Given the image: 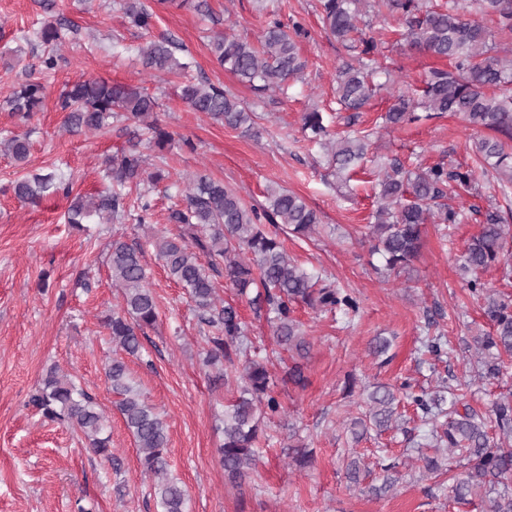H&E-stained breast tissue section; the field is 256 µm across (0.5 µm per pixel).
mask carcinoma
Segmentation results:
<instances>
[{"label": "carcinoma", "instance_id": "1", "mask_svg": "<svg viewBox=\"0 0 512 512\" xmlns=\"http://www.w3.org/2000/svg\"><path fill=\"white\" fill-rule=\"evenodd\" d=\"M187 5L193 0H122L121 8L129 23L145 31L157 18L156 8L174 2ZM386 7L400 14L403 40L414 49L446 60L450 69L430 72L421 95L400 91L382 120L386 126H400L427 117L451 114L468 126L512 137V57L494 53L495 33L512 34V0H320V22L324 33L351 53L336 73V100L346 111L359 112L387 87L373 80L376 74L391 77L393 60L384 55L381 42L359 35L363 10ZM472 15L488 16L491 29ZM308 31L298 20H281L279 9L267 12L259 40L260 47L228 34H218L210 49L224 69L257 91L283 92L288 82L302 78L306 67L298 51L300 39ZM47 46L60 44L62 27L46 21L37 32ZM179 45L171 38L150 40L139 48L144 68L162 74H182L190 62L178 57ZM179 97L193 112L239 131L253 139L262 137L264 128L254 113L224 87L207 80L185 79ZM47 86L27 79L13 87L6 103L22 120L29 119L45 102ZM157 99L143 86L112 83L89 77L69 86L62 96L65 112L63 128L69 132H103L115 119L129 121L147 131L149 142L163 149L175 141L174 133L163 127L157 115ZM305 140L324 151L338 174L361 166L368 154L371 133L331 132L322 113L302 115ZM475 166L467 169L436 164L408 169L395 159L386 171L377 174L373 186L377 208L372 213L369 237L373 251L389 270H404L421 247V226L455 224L459 212L444 199L459 190L468 192L480 179L494 178L500 186L512 185V152L496 137H484L475 144ZM0 152L16 162L29 156L25 134L0 138ZM104 178L110 185L94 195H78L67 212V223L81 229L85 224H112L133 218L137 225L151 223V203L142 186L164 178L163 170L146 173L139 143L119 156L104 160ZM71 193L66 175L59 169L34 174L15 182L13 193L24 203H33L52 188ZM268 206L262 210L247 207L237 193L205 173H197L185 191L182 203L169 211L168 221L178 226L171 236L153 237L152 245L169 276L187 292L201 321L212 328L207 337L208 365L219 368L224 381H239V396L224 411V443L220 448L224 474L234 484L241 483L255 468L259 424L264 414H275L279 402L273 395L272 379L263 360L240 359L247 350L246 326L236 307L217 306L215 273L224 270L228 287L250 303L267 306L276 343L304 358L309 342L301 324L293 316V304L303 302L321 311L339 309L356 316L360 306L348 289L320 285L323 276L314 274L289 258L279 232L298 237L311 235L321 219L299 195L284 188L267 190ZM512 232L494 212H487L479 233L465 248L462 270L471 275L469 291L485 296L484 314L493 331L474 339L482 352L512 354V300L487 292L478 278L501 261ZM112 281L123 290V304L102 317L112 343L131 356L142 350L140 336L155 326L158 306L139 248L114 241L109 255ZM112 391L120 396L117 410L138 448L144 473L157 478L154 497L160 512H186L187 493L179 481L167 474L168 428L165 420L133 381L124 361L114 360L107 372ZM403 398L420 412L425 442L417 444L422 469L441 473L438 458L423 453L425 448H446L458 457L464 471L449 476L455 501L468 503L478 497L486 512H512V492L499 486L512 479V394L500 396L491 409L481 413L462 401L454 389L445 386L437 392H415L407 383L400 386ZM368 417L351 420L349 431L360 436L374 427L386 431L396 426L400 399L394 389L378 385L369 394ZM33 404L52 421L68 422L88 440L92 452L112 459L109 448V416L94 399L66 375L51 370L32 396Z\"/></svg>", "mask_w": 512, "mask_h": 512}]
</instances>
